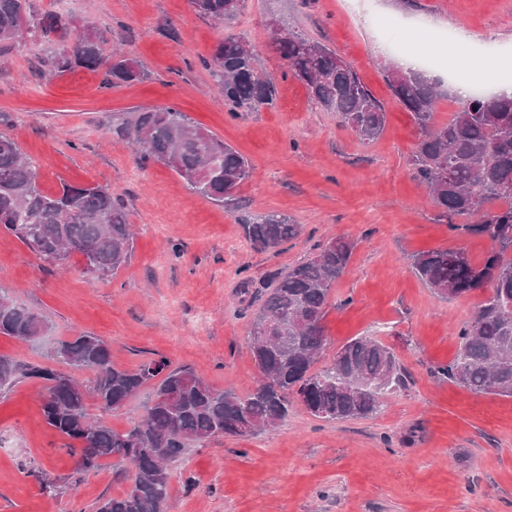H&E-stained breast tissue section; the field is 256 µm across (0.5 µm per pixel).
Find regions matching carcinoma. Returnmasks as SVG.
Returning <instances> with one entry per match:
<instances>
[{
    "mask_svg": "<svg viewBox=\"0 0 512 512\" xmlns=\"http://www.w3.org/2000/svg\"><path fill=\"white\" fill-rule=\"evenodd\" d=\"M191 3L200 15L220 23L235 19L242 7V0ZM71 27L72 21L59 14L34 12L30 0H0V44L5 46L24 32L38 29L46 38L63 37ZM111 35L109 27L87 25L76 32L71 47L50 52L44 63L56 74L104 66L110 86L142 80L145 73L138 60L105 57L103 47ZM275 45L284 75L299 81L317 105L336 113L364 142L382 134L383 106L335 51L296 31L276 38ZM211 68L231 115L274 104L275 80L246 41L224 38ZM385 78L421 130L413 164L439 217L494 244L477 263L461 250L412 255L414 273L442 298L489 290L473 319L459 330L457 355L437 373L472 392L512 398V97L474 93L448 123L438 125L437 84L417 71L392 66L385 69ZM116 132L132 140L143 157L169 166L192 190L216 202L235 201L251 177L239 152L175 106L142 110ZM39 179L36 165L18 143L0 134V230L47 262L60 265L79 253L86 259V272L116 274L133 251L127 209L102 186L63 183L59 192L50 194L41 189ZM243 229L264 251H275L302 233V225L277 213L248 218ZM353 250L349 240L331 241L261 290L251 329L261 377L245 397L218 390L188 368L171 367L163 357L135 370L117 367L109 345L88 333L55 340L50 357L73 370L94 373L91 383L50 365L22 366L1 356L0 390L22 379L39 381L45 421L67 439L64 447L79 458L81 472L98 470L108 458L134 468L131 485L104 499L98 512H167L169 464L188 449L214 436H243L246 423L253 424V434L273 430L288 417L294 399L312 416L328 421L367 418L379 411L382 393L404 385L394 352L371 338L348 341L332 363L316 368L326 346L323 320L330 288ZM49 330L46 316L0 292V334L37 342ZM146 386L152 394L144 415L124 430L88 413L90 397L101 412L112 413Z\"/></svg>",
    "mask_w": 512,
    "mask_h": 512,
    "instance_id": "obj_1",
    "label": "carcinoma"
}]
</instances>
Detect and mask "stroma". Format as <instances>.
I'll return each instance as SVG.
<instances>
[{"instance_id": "35a3bbf8", "label": "stroma", "mask_w": 512, "mask_h": 512, "mask_svg": "<svg viewBox=\"0 0 512 512\" xmlns=\"http://www.w3.org/2000/svg\"><path fill=\"white\" fill-rule=\"evenodd\" d=\"M74 26L112 28L107 53L136 58L142 81L103 87L102 71L58 76L44 64L52 48L37 33L0 50V113L38 166L49 192L61 183L101 185L121 201L134 228L133 255L109 278L84 273V259L47 263L0 231V289L48 317L53 338L91 333L106 340L114 365L137 368L163 356L215 388L247 395L260 377L251 350L256 304L240 285L272 280L326 243L355 244L331 288L323 320L322 364L355 337L391 348L405 387L382 394L368 419L328 422L293 405L275 430L216 436L172 464L168 512H512V398L476 394L439 378L454 359L460 327L484 291L438 297L410 258L464 251L480 261L488 239L439 220L411 156L421 136L393 97L374 45L382 25H425L454 38L495 32L473 57L512 52V0H244L223 25L190 0H31ZM293 28L336 51L386 111L384 133L360 141L335 113L312 103L284 77L271 24ZM245 40L277 85L275 107L230 116L208 67L219 41ZM177 106L243 156L252 175L234 204L193 191L168 166L142 161L115 124L138 109ZM288 215L301 236L278 252L255 249L244 219ZM43 416L38 382L0 394V512H96L134 474L111 463L78 475L79 459ZM55 485L44 494L41 481Z\"/></svg>"}]
</instances>
